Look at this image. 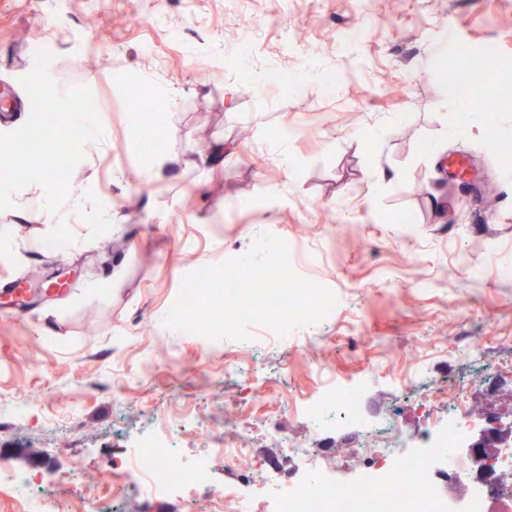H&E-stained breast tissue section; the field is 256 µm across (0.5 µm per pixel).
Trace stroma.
I'll return each mask as SVG.
<instances>
[{
	"label": "stroma",
	"instance_id": "obj_1",
	"mask_svg": "<svg viewBox=\"0 0 512 512\" xmlns=\"http://www.w3.org/2000/svg\"><path fill=\"white\" fill-rule=\"evenodd\" d=\"M452 26L494 53L496 129L448 102ZM273 65L282 84L267 81ZM31 68L45 73L36 93ZM148 95L161 111L145 124L132 105ZM82 99L96 108L80 141H45L40 106L69 128ZM499 133L512 134V0H0V463L84 512L108 498L109 463L168 421L178 454L209 458V481L190 505L133 490L108 512H210L239 477L211 451L225 424L271 468L298 469L240 400L309 395L318 363L342 380L374 368L363 407L410 441L433 388L448 400L465 385L471 411L512 423V156L494 150ZM41 180L52 209L19 220L40 207ZM82 195L113 223L73 207ZM264 232L291 239L299 276L337 299L306 328L309 351L257 325L246 353L165 327L187 273ZM58 277L63 291L22 302L8 287ZM461 336L482 357L458 350ZM228 353L260 362V383L225 375ZM189 413L209 432L177 428ZM357 442L317 436L325 468L351 477Z\"/></svg>",
	"mask_w": 512,
	"mask_h": 512
}]
</instances>
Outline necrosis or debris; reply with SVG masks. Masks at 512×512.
Masks as SVG:
<instances>
[{"mask_svg":"<svg viewBox=\"0 0 512 512\" xmlns=\"http://www.w3.org/2000/svg\"><path fill=\"white\" fill-rule=\"evenodd\" d=\"M317 390L295 401L293 410L310 433L332 426L340 431H358L363 464L356 477L336 483L324 470L322 449L305 439L283 433L279 411L263 408L260 419L268 436L283 454L299 460L304 471L296 478L267 482L265 461L249 448L246 435L225 429L214 453L242 464L240 480L225 484L224 498L213 512H251V497L266 493L274 498L278 512H488L490 497L512 503V439L502 442L494 455V482L480 479L469 448L473 435L491 424V416L473 418L466 387H457L448 414L428 421V432L418 447L402 453L403 438L392 422L373 423L364 415L361 400L367 378L340 387L327 367L317 366ZM408 472L406 490H399L400 472ZM204 462H187L170 448L165 430L153 432L129 449L117 482L132 485L145 499H160L176 492L193 496L204 484ZM34 475L0 468V494L23 491L21 512H61L56 498L36 492Z\"/></svg>","mask_w":512,"mask_h":512,"instance_id":"necrosis-or-debris-1","label":"necrosis or debris"}]
</instances>
